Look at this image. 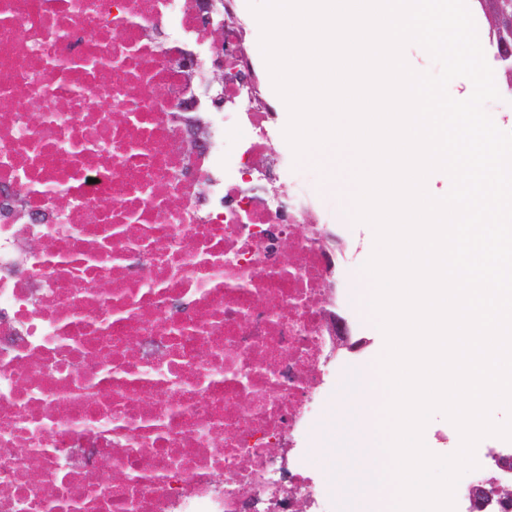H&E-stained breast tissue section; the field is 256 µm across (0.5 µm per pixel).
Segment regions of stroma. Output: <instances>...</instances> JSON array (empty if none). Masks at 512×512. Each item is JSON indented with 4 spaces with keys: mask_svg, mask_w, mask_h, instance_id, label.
<instances>
[{
    "mask_svg": "<svg viewBox=\"0 0 512 512\" xmlns=\"http://www.w3.org/2000/svg\"><path fill=\"white\" fill-rule=\"evenodd\" d=\"M265 101L275 111L274 128L277 135L271 148L282 158L281 164L273 171L275 184L286 201L304 202L319 215L328 230L347 243L346 257L339 260L337 266V304L341 315L349 323L354 339L364 342L362 349L344 353L325 366L324 381L316 396L319 412L313 417L301 441L304 448L310 449L317 446L320 440L335 439L344 430L343 420L336 416L339 375L374 363L384 349V338L375 328L370 313L355 298L358 289L366 285L362 266L373 252L374 232L368 224L346 218L342 212L343 195L329 188L333 181L348 182L346 169L337 168L327 178L315 167L313 161L296 163L290 146L281 134L285 120L284 108L273 96H266Z\"/></svg>",
    "mask_w": 512,
    "mask_h": 512,
    "instance_id": "1",
    "label": "stroma"
}]
</instances>
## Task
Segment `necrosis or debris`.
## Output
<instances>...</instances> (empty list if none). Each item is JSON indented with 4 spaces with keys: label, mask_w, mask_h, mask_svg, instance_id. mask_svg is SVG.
I'll use <instances>...</instances> for the list:
<instances>
[{
    "label": "necrosis or debris",
    "mask_w": 512,
    "mask_h": 512,
    "mask_svg": "<svg viewBox=\"0 0 512 512\" xmlns=\"http://www.w3.org/2000/svg\"><path fill=\"white\" fill-rule=\"evenodd\" d=\"M245 35L200 152L196 0H0V512H293L285 481L327 512L297 437L329 258L245 179L272 139ZM189 70L185 75L186 87L191 97L180 107V113L176 115L182 125V130L187 140L198 150L206 147L209 140V124L197 115L198 99L195 97L194 79L197 76L195 69ZM195 113L194 116L187 114Z\"/></svg>",
    "instance_id": "1"
}]
</instances>
